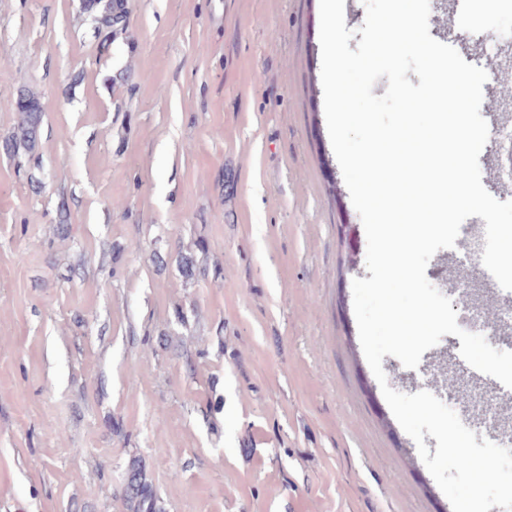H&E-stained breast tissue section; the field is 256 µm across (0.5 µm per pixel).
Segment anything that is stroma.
I'll use <instances>...</instances> for the list:
<instances>
[{
    "label": "stroma",
    "instance_id": "1",
    "mask_svg": "<svg viewBox=\"0 0 512 512\" xmlns=\"http://www.w3.org/2000/svg\"><path fill=\"white\" fill-rule=\"evenodd\" d=\"M81 3L0 0V100L44 106L0 152V512H127L134 456L163 512H452L360 344L319 0H129L118 34ZM430 7L512 73L485 41L512 0ZM442 355L465 426L512 403L445 339L390 387L435 391ZM0 107L17 112L18 131L0 142L1 151L7 155L15 154L21 144L27 147L35 145L43 119L44 108L40 100L26 89H20L15 98L0 102Z\"/></svg>",
    "mask_w": 512,
    "mask_h": 512
}]
</instances>
